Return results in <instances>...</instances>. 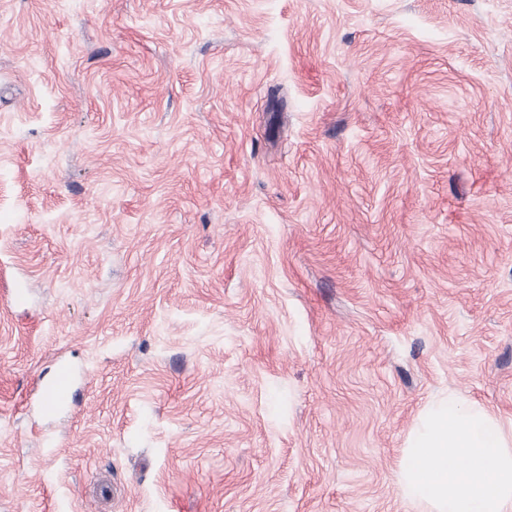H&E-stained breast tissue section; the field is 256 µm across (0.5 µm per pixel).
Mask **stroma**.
I'll return each instance as SVG.
<instances>
[{"instance_id": "stroma-1", "label": "stroma", "mask_w": 512, "mask_h": 512, "mask_svg": "<svg viewBox=\"0 0 512 512\" xmlns=\"http://www.w3.org/2000/svg\"><path fill=\"white\" fill-rule=\"evenodd\" d=\"M450 390L512 422V0H0V512H428ZM74 376L70 366L59 362L51 378L44 386V396L40 405V414L44 418H53L73 397Z\"/></svg>"}]
</instances>
